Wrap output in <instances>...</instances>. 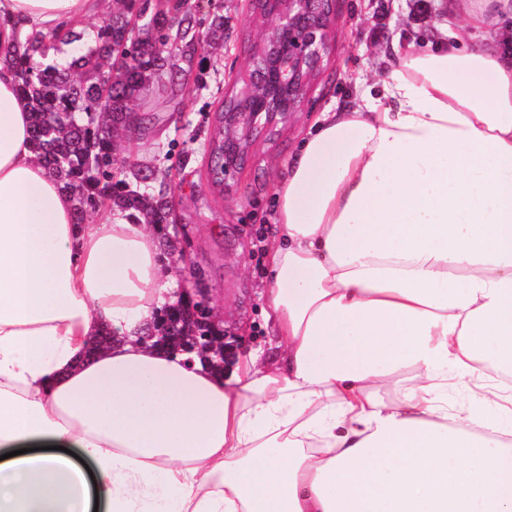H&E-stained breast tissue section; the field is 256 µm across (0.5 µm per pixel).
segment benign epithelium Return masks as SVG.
I'll use <instances>...</instances> for the list:
<instances>
[{"label": "benign epithelium", "instance_id": "1", "mask_svg": "<svg viewBox=\"0 0 512 512\" xmlns=\"http://www.w3.org/2000/svg\"><path fill=\"white\" fill-rule=\"evenodd\" d=\"M262 14L273 20L258 49L250 58L248 84L231 107L224 108V171L244 159L243 141L274 124L280 114L298 111L312 81L329 55V30L334 16L333 0H260ZM191 310L206 309L211 327L208 348L228 358L236 336L215 326L206 289L179 288L170 307L184 304L187 293Z\"/></svg>", "mask_w": 512, "mask_h": 512}]
</instances>
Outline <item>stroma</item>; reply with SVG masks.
I'll list each match as a JSON object with an SVG mask.
<instances>
[{
	"label": "stroma",
	"instance_id": "obj_1",
	"mask_svg": "<svg viewBox=\"0 0 512 512\" xmlns=\"http://www.w3.org/2000/svg\"><path fill=\"white\" fill-rule=\"evenodd\" d=\"M198 18L224 17V37L199 45L205 70L202 87L175 102L156 101L147 122L123 139L141 164L166 169L174 187V214L182 233L166 247L179 285L203 288L227 330L242 334L235 356L270 345L261 308L266 285L264 245L276 218L275 180L321 112L353 108L367 88L378 87L394 49L426 48L447 15L437 0H335L330 54L299 109L284 115L251 141L244 163L231 169L223 189L211 186L208 144L215 112L247 78V65L269 19L254 0H191ZM185 261H178V254Z\"/></svg>",
	"mask_w": 512,
	"mask_h": 512
}]
</instances>
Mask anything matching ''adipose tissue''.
I'll list each match as a JSON object with an SVG mask.
<instances>
[{
	"label": "adipose tissue",
	"instance_id": "1",
	"mask_svg": "<svg viewBox=\"0 0 512 512\" xmlns=\"http://www.w3.org/2000/svg\"><path fill=\"white\" fill-rule=\"evenodd\" d=\"M96 11L0 0V50ZM511 15L461 0L322 113L275 184V350L228 377L144 343L178 286L157 229L78 222L0 63V512H512Z\"/></svg>",
	"mask_w": 512,
	"mask_h": 512
}]
</instances>
